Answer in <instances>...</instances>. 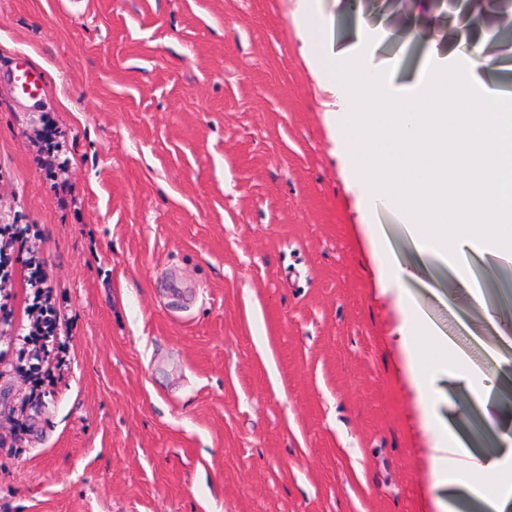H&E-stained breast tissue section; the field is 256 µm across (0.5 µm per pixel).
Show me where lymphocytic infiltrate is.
I'll use <instances>...</instances> for the list:
<instances>
[{"label": "lymphocytic infiltrate", "mask_w": 512, "mask_h": 512, "mask_svg": "<svg viewBox=\"0 0 512 512\" xmlns=\"http://www.w3.org/2000/svg\"><path fill=\"white\" fill-rule=\"evenodd\" d=\"M66 137L65 130L58 128L49 136L38 134L35 140L38 162L58 192L69 189L68 183L61 180L70 165ZM30 232V225L18 223L16 217L0 216V338L6 342L5 348L0 349V377L22 371L30 383L29 392L19 405L0 417V447L13 446L19 440L27 409L42 405L44 397L65 380L72 363L68 320L56 308L50 276L36 259L26 261L25 319L19 322L13 315L10 302L14 293L5 267L11 254L26 246Z\"/></svg>", "instance_id": "obj_1"}]
</instances>
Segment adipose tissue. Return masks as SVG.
<instances>
[{"instance_id": "adipose-tissue-1", "label": "adipose tissue", "mask_w": 512, "mask_h": 512, "mask_svg": "<svg viewBox=\"0 0 512 512\" xmlns=\"http://www.w3.org/2000/svg\"><path fill=\"white\" fill-rule=\"evenodd\" d=\"M332 38V27L307 11L305 43L327 77L340 81L358 105L346 143L368 205H396L408 219L418 268L450 267L472 299L482 301L469 256L512 260V98L492 77V57L475 45L450 76L440 66L422 64L416 77L421 94L391 97L381 91L383 76L366 75L352 50H328ZM410 363L418 386L429 394L439 369L449 382H475L467 369L449 364L444 339L413 349ZM453 455L455 477L448 473ZM432 461L442 482L466 485L486 497L494 512L512 504V479L488 483L495 464L463 453L447 434L437 438Z\"/></svg>"}]
</instances>
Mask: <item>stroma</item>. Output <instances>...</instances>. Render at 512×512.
Wrapping results in <instances>:
<instances>
[{"label": "stroma", "instance_id": "obj_1", "mask_svg": "<svg viewBox=\"0 0 512 512\" xmlns=\"http://www.w3.org/2000/svg\"><path fill=\"white\" fill-rule=\"evenodd\" d=\"M309 6L347 42L343 0H0V65L26 53L47 84L27 112L0 84V212L36 233L72 357L0 447V512H463L435 432L462 426L512 347L451 270L388 276L414 244L353 176L357 106L301 39ZM363 18L365 68L414 85L394 5ZM49 119L68 133L67 212L29 140ZM431 334L468 350L476 388L440 374L424 399L408 349Z\"/></svg>", "mask_w": 512, "mask_h": 512}]
</instances>
